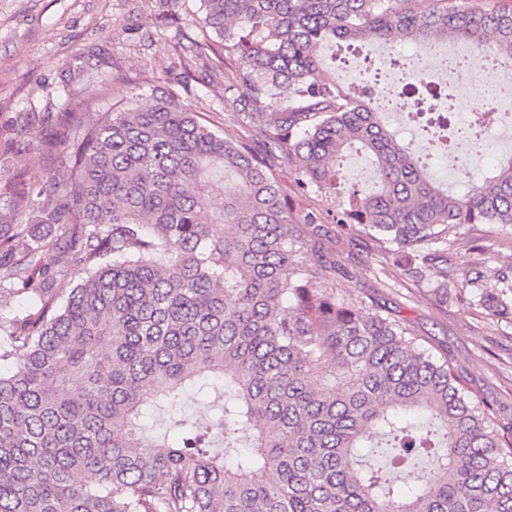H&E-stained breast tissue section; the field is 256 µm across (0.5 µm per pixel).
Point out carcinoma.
<instances>
[{"mask_svg": "<svg viewBox=\"0 0 512 512\" xmlns=\"http://www.w3.org/2000/svg\"><path fill=\"white\" fill-rule=\"evenodd\" d=\"M417 2L202 0L194 57L224 77L247 135L175 90L117 112L69 94L36 142L46 176L0 167V293L37 307L0 319V512H512V423L392 309L322 288L338 260L321 214L298 229L274 175L286 159L302 193H327L360 145L377 187L336 223L396 246L445 299L448 236L512 224V157L452 193L366 103L367 79L322 73L336 39L427 53L451 36L512 62V0ZM397 74L394 98L432 133L451 90ZM449 137L481 162L470 129ZM74 258L89 276L64 294L56 273ZM215 389L219 414L174 447L141 423Z\"/></svg>", "mask_w": 512, "mask_h": 512, "instance_id": "1", "label": "carcinoma"}]
</instances>
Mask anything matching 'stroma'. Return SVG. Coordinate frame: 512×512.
I'll return each mask as SVG.
<instances>
[{"label":"stroma","instance_id":"35a3bbf8","mask_svg":"<svg viewBox=\"0 0 512 512\" xmlns=\"http://www.w3.org/2000/svg\"><path fill=\"white\" fill-rule=\"evenodd\" d=\"M200 0H0V126L28 113L24 140L37 141L47 115L59 111L58 94L102 98L106 83L123 85L151 104L150 89L181 91L204 123L237 136L238 108L224 84L203 64H192L201 36ZM275 175L292 201L294 217L316 209L324 216L326 244L343 269L322 286L336 298L372 296L406 318L422 346L448 354L472 398L493 403L498 420L512 422V224H467L448 243V296L430 277L387 268L388 287L375 279L383 253L363 234L341 230L338 211L375 188L366 157L351 152L336 191L301 195L292 167Z\"/></svg>","mask_w":512,"mask_h":512}]
</instances>
